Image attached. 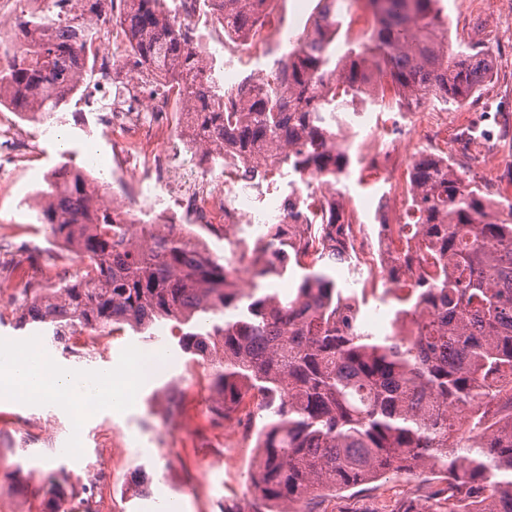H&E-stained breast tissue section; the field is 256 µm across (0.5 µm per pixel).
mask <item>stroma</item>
I'll use <instances>...</instances> for the list:
<instances>
[{
  "instance_id": "obj_1",
  "label": "stroma",
  "mask_w": 512,
  "mask_h": 512,
  "mask_svg": "<svg viewBox=\"0 0 512 512\" xmlns=\"http://www.w3.org/2000/svg\"><path fill=\"white\" fill-rule=\"evenodd\" d=\"M448 16L445 45L457 52L472 40L484 42L494 61L481 91L465 110L480 120L498 112L512 113V19L501 0H441ZM80 95H73L61 109V121L54 125L25 120L36 151L33 162L45 173L71 159L81 171L103 183L112 181V137L97 113L81 111ZM366 144L356 140L350 146V175L341 182L342 201L363 207L362 220L374 224L373 210L366 201L380 194L383 186L368 175ZM41 184L31 183L23 167L14 166L10 183L0 187V256H12L29 287L44 285L46 267L71 279L78 260L55 243L37 221ZM165 354L166 374L142 385L136 404L116 414L98 409L82 429L58 402L33 406L16 399H0V459L15 467L14 479L20 489L7 494L5 503L16 512H35L39 488L52 466L92 475L101 462L99 442L111 434L116 453L112 460V512H220V503L244 502L250 496L249 478L253 466V442L238 434L232 423H223L224 436L232 448L216 457L201 436L212 430L207 406L210 389L200 388L190 378L197 363L181 352L170 335V323L154 327ZM144 336L125 329L114 333L108 346L81 355L65 352L61 343L47 345L44 353L63 369L89 368L111 371L136 349L145 348ZM209 463L206 477H199L200 463ZM433 474L408 475L390 471L379 480L334 496L318 498L319 512H401L414 502L428 506V497L439 489Z\"/></svg>"
}]
</instances>
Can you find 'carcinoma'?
Here are the masks:
<instances>
[{"label":"carcinoma","mask_w":512,"mask_h":512,"mask_svg":"<svg viewBox=\"0 0 512 512\" xmlns=\"http://www.w3.org/2000/svg\"><path fill=\"white\" fill-rule=\"evenodd\" d=\"M127 36L136 61L166 69L179 86L197 143L224 164L271 159L274 168L337 184L348 147H331L324 116L357 111L377 79L410 107L434 99L461 108L491 66L478 43L449 54L440 36L448 16L440 0H368L373 23L336 56L342 4L322 0L328 29L302 36L258 84L224 91L194 51L196 31L175 21L179 0H46L26 19L56 30L24 43L0 70V104L46 122L75 94L87 70L103 3ZM224 33L252 30L268 0H221ZM408 237L416 249L396 254L390 281L391 333L373 336L345 311L336 272L351 261L340 240L344 206L332 198L314 228L271 224L250 249L249 289L228 263L199 249L175 224L140 225L106 205L81 170L65 162L40 191L38 220L72 248V279L31 293L15 326L37 325L54 338L85 330L110 336L126 327L144 334L162 320L181 325L180 349L210 366L212 413L240 407L260 419L251 498L221 512H313L318 493L347 491L395 470H428L445 486L425 512H512V423L482 418L512 401V201L495 212L482 191L438 158L410 173ZM300 269L294 294L259 293L260 282ZM475 414L470 432L453 415ZM44 512H62L86 491L64 467L49 472Z\"/></svg>","instance_id":"1"}]
</instances>
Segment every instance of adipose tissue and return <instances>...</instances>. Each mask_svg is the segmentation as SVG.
<instances>
[{
	"instance_id": "1",
	"label": "adipose tissue",
	"mask_w": 512,
	"mask_h": 512,
	"mask_svg": "<svg viewBox=\"0 0 512 512\" xmlns=\"http://www.w3.org/2000/svg\"><path fill=\"white\" fill-rule=\"evenodd\" d=\"M139 384L130 362L102 375L85 369L65 371L41 355L23 363L15 361L10 352L0 356V395L52 400L66 391L71 395L68 409L79 418L93 407L124 413L134 402Z\"/></svg>"
}]
</instances>
